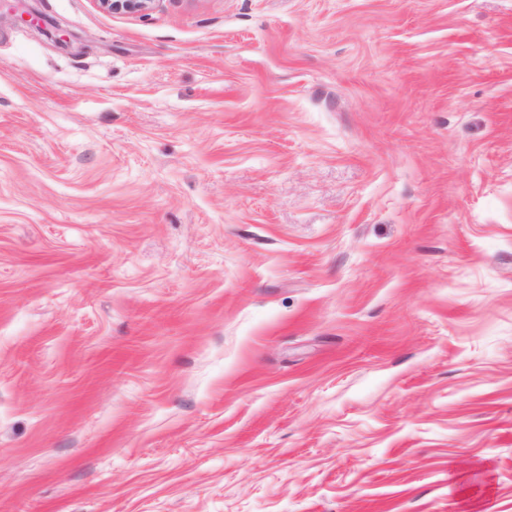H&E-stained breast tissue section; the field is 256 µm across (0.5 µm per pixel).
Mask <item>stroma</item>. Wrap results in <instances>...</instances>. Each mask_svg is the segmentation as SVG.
I'll list each match as a JSON object with an SVG mask.
<instances>
[{
    "mask_svg": "<svg viewBox=\"0 0 512 512\" xmlns=\"http://www.w3.org/2000/svg\"><path fill=\"white\" fill-rule=\"evenodd\" d=\"M0 512H512V0H14ZM100 6L111 13H141L151 8L153 0H99Z\"/></svg>",
    "mask_w": 512,
    "mask_h": 512,
    "instance_id": "1",
    "label": "stroma"
}]
</instances>
